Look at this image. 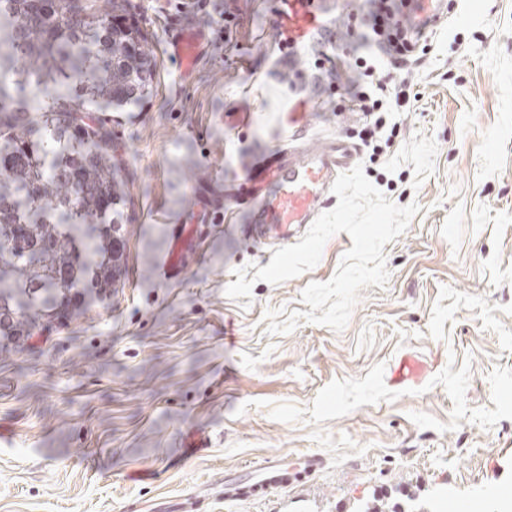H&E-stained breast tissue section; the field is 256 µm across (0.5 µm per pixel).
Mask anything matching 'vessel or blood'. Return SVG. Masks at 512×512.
Returning <instances> with one entry per match:
<instances>
[{
    "label": "vessel or blood",
    "instance_id": "vessel-or-blood-1",
    "mask_svg": "<svg viewBox=\"0 0 512 512\" xmlns=\"http://www.w3.org/2000/svg\"><path fill=\"white\" fill-rule=\"evenodd\" d=\"M279 9L290 14L293 31L278 30L279 43L289 36H302L317 28L328 15V0H278ZM208 45V31L200 25H184L166 41V53L182 76H189ZM275 160H264L245 168L238 178L232 198L250 213L251 235L264 239L269 233L293 225L313 223L332 197V186L339 174L351 170L358 161V149L339 137L319 142L286 144L276 150ZM197 242L186 228L174 234L173 247L162 268L168 279H178L185 269V256L195 251ZM318 458L308 460L304 470L288 468L280 461L266 462L260 478L250 484L225 483L224 497L243 500L263 496L301 483L321 466Z\"/></svg>",
    "mask_w": 512,
    "mask_h": 512
}]
</instances>
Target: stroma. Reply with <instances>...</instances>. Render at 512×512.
<instances>
[{
	"label": "stroma",
	"instance_id": "stroma-1",
	"mask_svg": "<svg viewBox=\"0 0 512 512\" xmlns=\"http://www.w3.org/2000/svg\"><path fill=\"white\" fill-rule=\"evenodd\" d=\"M332 2L344 84L363 2ZM194 3L129 2L152 82L88 115L112 132L120 270L0 353V428L15 434L0 446V512H176L189 498L204 512H445L512 493V0H461L475 21H442L417 102L386 116L398 136L378 162L358 159L387 199L420 206L383 248L386 287L361 289L342 331L303 321L277 335L267 311H307L302 291L334 276L350 236L234 300L237 269L267 266L278 242L249 236L247 210L203 224L200 207L258 153L353 139L354 118L326 94H289L272 0H230L235 27L181 81L171 29L216 23ZM211 162L222 177L194 187ZM193 222L198 254L181 279L160 277L173 231ZM311 457L323 466L305 483L223 497L266 460Z\"/></svg>",
	"mask_w": 512,
	"mask_h": 512
}]
</instances>
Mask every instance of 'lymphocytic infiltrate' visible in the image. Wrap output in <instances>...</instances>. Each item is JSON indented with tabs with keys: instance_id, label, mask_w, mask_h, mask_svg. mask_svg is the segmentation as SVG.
<instances>
[{
	"instance_id": "f902f5d3",
	"label": "lymphocytic infiltrate",
	"mask_w": 512,
	"mask_h": 512,
	"mask_svg": "<svg viewBox=\"0 0 512 512\" xmlns=\"http://www.w3.org/2000/svg\"><path fill=\"white\" fill-rule=\"evenodd\" d=\"M414 9L413 0H369L366 14L354 20L362 53L353 60L349 85L340 86L337 80L334 58L326 50L334 42L329 34H321V48L310 68L322 92L335 96L337 110L364 115L357 136L373 157L381 155L397 136L396 128L387 127L384 113L405 111L417 101L411 72L432 50L433 26L411 25Z\"/></svg>"
}]
</instances>
